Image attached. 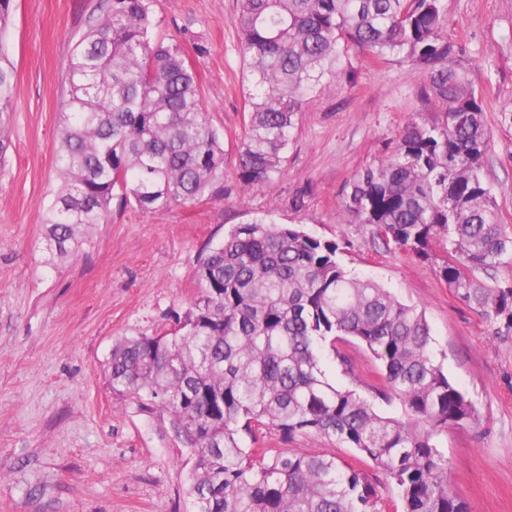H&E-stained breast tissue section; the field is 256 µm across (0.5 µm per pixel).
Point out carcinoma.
<instances>
[{"mask_svg": "<svg viewBox=\"0 0 512 512\" xmlns=\"http://www.w3.org/2000/svg\"><path fill=\"white\" fill-rule=\"evenodd\" d=\"M248 92L242 187L280 173L295 116L353 61L400 56L427 72L437 118L409 119L388 156L359 172L343 210L421 259L457 298L512 336V280L475 278L512 257V235L482 175L491 146L482 98L450 61L445 0H238ZM58 130L60 189L46 214V263L73 257L104 223L115 192L148 212L223 190L224 146L201 107L183 51L153 37L148 0H108L75 44ZM17 95L0 50V111ZM339 243L261 220L235 226L194 269L198 294L179 328L125 339L112 351L118 395H144L172 416L194 456L186 512H382L369 474L333 454L249 448L263 431L320 435L383 474L398 512H470L448 488L436 440L479 412L437 363L424 314L351 274ZM378 363L374 397L326 370L336 342Z\"/></svg>", "mask_w": 512, "mask_h": 512, "instance_id": "obj_1", "label": "carcinoma"}]
</instances>
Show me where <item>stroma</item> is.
<instances>
[{
  "label": "stroma",
  "instance_id": "stroma-1",
  "mask_svg": "<svg viewBox=\"0 0 512 512\" xmlns=\"http://www.w3.org/2000/svg\"><path fill=\"white\" fill-rule=\"evenodd\" d=\"M446 4L450 59L481 95L491 132L483 174L512 233V0ZM104 8L105 0H13L4 39L18 91L0 113V512H184L188 448L158 404L113 394L107 363L123 338L169 333L197 295L198 259L256 219L339 242L349 271L424 310L437 361L481 414L479 425L439 438L448 484L471 512H512V338L495 336L434 263L342 211L350 180L389 153L407 119H434L419 99L425 70L397 56L357 63L353 79L303 104L276 180L245 189L236 174L248 86L236 0H150L155 39L181 47L224 145V195L156 213L113 200L105 223L55 269L42 231L59 187L69 57ZM259 445L332 453L380 476L354 449L316 435L285 444L268 430Z\"/></svg>",
  "mask_w": 512,
  "mask_h": 512
}]
</instances>
